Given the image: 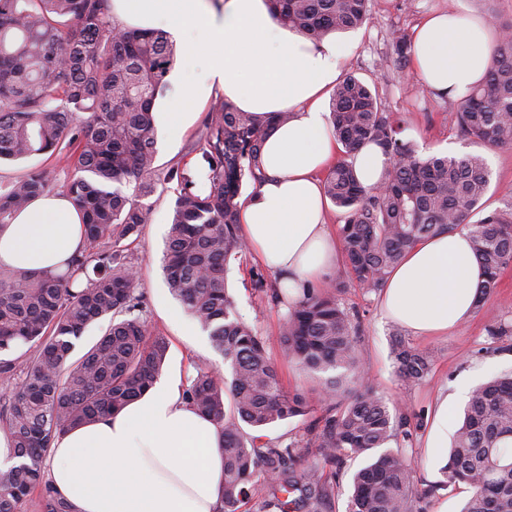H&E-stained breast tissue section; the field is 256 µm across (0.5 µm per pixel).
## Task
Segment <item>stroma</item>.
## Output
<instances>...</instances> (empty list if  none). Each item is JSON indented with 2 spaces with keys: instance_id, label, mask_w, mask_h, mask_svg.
Instances as JSON below:
<instances>
[{
  "instance_id": "1",
  "label": "stroma",
  "mask_w": 512,
  "mask_h": 512,
  "mask_svg": "<svg viewBox=\"0 0 512 512\" xmlns=\"http://www.w3.org/2000/svg\"><path fill=\"white\" fill-rule=\"evenodd\" d=\"M483 0H372L368 21L360 28L341 33L349 53L341 62L343 75H353L375 84L386 110L399 113L406 126L405 136L414 141L422 153L457 154L472 151L463 141L456 125V101L434 92L422 91L421 80L410 63L394 61L393 37L396 33H413L429 14L448 10L482 13ZM167 97H159L154 106V120L160 135L157 140L156 177L159 185L149 201L152 213L147 224L129 249L138 270V291L143 296L142 318L148 329L162 334L170 346L161 374L162 379L180 380L189 387L200 371L220 370L223 358L209 344L206 332L186 313L170 294L166 284L162 258L170 215L177 194V182L168 180L171 167L184 169L193 177L198 190L209 185V170L200 152L194 151L202 121L217 102L209 97L202 102L187 127L180 143L170 142L163 130L166 126ZM491 170L487 209L499 207L512 198V147H486L482 150ZM263 274L266 289L280 285L276 272L267 268L253 253L230 259L228 283L239 315L253 325L263 337L285 390L311 394L314 379L297 370L283 356L278 342L280 325L288 312L287 303H276L258 292L253 283ZM342 305L354 312L360 323V358L368 369V379L384 398L406 404L409 413L423 417L425 427L413 435V466L419 483L441 480L438 456L424 446L426 428L433 423V404L438 394H446L452 414H460L466 404L460 391H472L491 377L512 370V339L503 338V351H491L486 328L496 320L512 319V267L500 277L499 287L485 307L472 313L455 331L432 338L411 337L413 346L431 350L433 370L426 382L405 387L400 385L393 368L392 344L396 325L387 319L379 306L377 292L350 288L340 296ZM177 312V320L165 318L161 307Z\"/></svg>"
}]
</instances>
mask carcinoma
I'll return each mask as SVG.
<instances>
[{
	"label": "carcinoma",
	"mask_w": 512,
	"mask_h": 512,
	"mask_svg": "<svg viewBox=\"0 0 512 512\" xmlns=\"http://www.w3.org/2000/svg\"><path fill=\"white\" fill-rule=\"evenodd\" d=\"M283 27L319 43L332 32L359 28L369 0H270ZM499 28L483 84L459 101L462 138L512 146V21ZM174 49L167 35L119 28L108 0H0V159L65 156L72 177L60 185L45 168L0 183V226L35 198L60 192L83 213L84 247L62 273L35 275L0 266V375L6 358L26 346L35 355L0 406L18 466L0 470V512L42 489L43 512H72L45 478L43 460L70 429L120 412L157 382L169 345L140 316L137 271L124 242L149 220L156 191L157 130L153 108L167 84ZM331 133L344 156L329 170L323 194L342 211V275L320 289H302L279 329L281 351L317 380L323 414L306 440L262 442V431L311 413L301 392L282 389L265 341L236 311L226 267L250 251L240 224L244 186L264 179L266 123L221 100L207 113L195 149L208 164L209 188L171 168L178 190L166 241L164 274L172 294L207 333L229 374L201 371L185 393L221 429L224 482L219 512H244L246 485L267 482L265 505L279 512H328L344 463L365 460L350 480L347 512H425L438 489L464 484L462 512H512V371L474 388L454 435L443 480L418 488L407 452L423 419L412 418L364 386L358 325L337 292L384 287L391 270L423 238L464 230L482 269L480 311L512 265V198L483 212L491 172L479 153L425 155L402 137L399 113L382 107L369 83L346 76L334 88ZM378 146L390 160L380 184L356 177L352 155ZM480 213L482 217L472 220ZM109 319L105 333L78 360L74 340L87 325ZM399 381L425 382L430 352L394 339ZM395 442L396 447L388 444ZM320 462L306 464L301 448Z\"/></svg>",
	"instance_id": "cac0c4a2"
}]
</instances>
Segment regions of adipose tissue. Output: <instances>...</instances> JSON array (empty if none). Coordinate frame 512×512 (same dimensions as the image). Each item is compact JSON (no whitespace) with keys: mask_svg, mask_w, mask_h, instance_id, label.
I'll return each mask as SVG.
<instances>
[{"mask_svg":"<svg viewBox=\"0 0 512 512\" xmlns=\"http://www.w3.org/2000/svg\"><path fill=\"white\" fill-rule=\"evenodd\" d=\"M122 28L165 27L201 73L179 81L166 133L183 136L194 109L213 92L266 118L288 112L262 149L265 179L241 203L252 252L277 272L289 296L321 281L340 247L326 224L320 182L342 150L327 132L322 101L341 77L343 41L315 44L271 16L267 0H112ZM496 36L475 16L438 13L411 37L413 72L454 100L479 83ZM83 246L81 215L61 195L34 199L0 226V266L61 272ZM481 269L466 232L422 241L383 287L385 317L421 338L444 336L473 311ZM220 428L184 400L175 380L156 383L117 414L55 441L49 481L74 512H218L224 478Z\"/></svg>","mask_w":512,"mask_h":512,"instance_id":"1","label":"adipose tissue"}]
</instances>
